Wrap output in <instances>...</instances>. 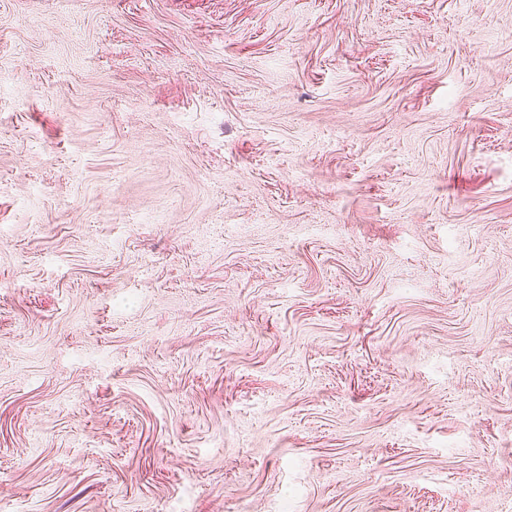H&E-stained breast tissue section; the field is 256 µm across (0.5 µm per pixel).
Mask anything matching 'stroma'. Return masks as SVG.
Wrapping results in <instances>:
<instances>
[{"label": "stroma", "mask_w": 512, "mask_h": 512, "mask_svg": "<svg viewBox=\"0 0 512 512\" xmlns=\"http://www.w3.org/2000/svg\"><path fill=\"white\" fill-rule=\"evenodd\" d=\"M0 512H512V0H0Z\"/></svg>", "instance_id": "stroma-1"}]
</instances>
